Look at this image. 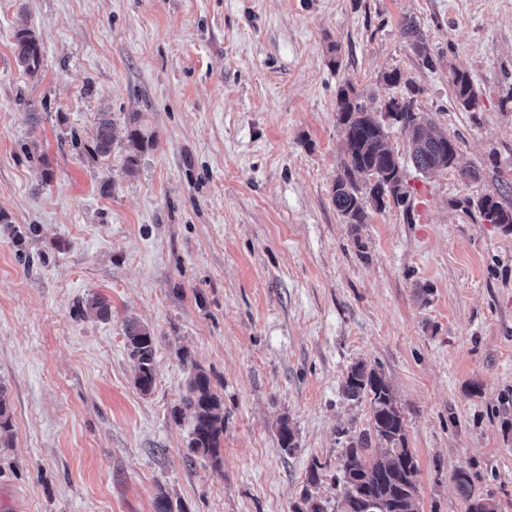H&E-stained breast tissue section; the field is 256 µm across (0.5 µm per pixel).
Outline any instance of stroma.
Wrapping results in <instances>:
<instances>
[{
    "label": "stroma",
    "mask_w": 512,
    "mask_h": 512,
    "mask_svg": "<svg viewBox=\"0 0 512 512\" xmlns=\"http://www.w3.org/2000/svg\"><path fill=\"white\" fill-rule=\"evenodd\" d=\"M22 14L35 78L15 61ZM346 82L375 110L415 85L458 143L454 167L423 174L390 128L410 208L362 224L332 201ZM130 112L153 137L132 168ZM487 195L512 209V0H0V512H156L162 493L173 512H291L315 460L333 507L347 439L370 426L368 400L341 392L359 362L402 412L418 512H464L459 468L512 512V229L484 220ZM95 295L108 318L77 314ZM129 319L154 336L147 393ZM194 363L224 405L218 470L188 456ZM16 63L30 77H38L42 65V45L26 19H21L14 34ZM402 33L412 41L413 48L418 51L419 55L423 56L422 64L432 66L431 56L427 53L426 38L417 22L413 19H406L402 24ZM451 85L457 102L466 110L471 111L478 105V93L471 76L460 70L452 71ZM96 122L93 152L97 157L109 158L114 141V120L109 113H101Z\"/></svg>",
    "instance_id": "stroma-1"
}]
</instances>
